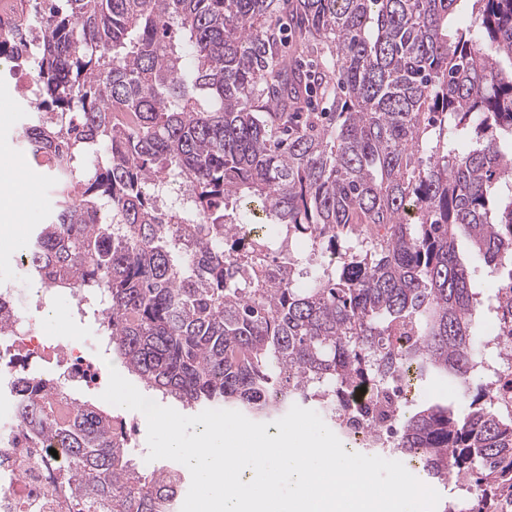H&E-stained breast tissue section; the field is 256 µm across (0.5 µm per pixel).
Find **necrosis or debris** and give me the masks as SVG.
<instances>
[{
  "instance_id": "necrosis-or-debris-1",
  "label": "necrosis or debris",
  "mask_w": 512,
  "mask_h": 512,
  "mask_svg": "<svg viewBox=\"0 0 512 512\" xmlns=\"http://www.w3.org/2000/svg\"><path fill=\"white\" fill-rule=\"evenodd\" d=\"M15 263V276L0 277V318L8 323L7 331L0 334V413L10 416L8 424L0 426V512H65V493L56 481L63 458L53 457L33 442L15 416L22 395L17 372L40 363L62 386L94 391L105 382L100 358L109 353L110 343L97 329L89 336L65 341L41 336L34 315L52 311L59 291L40 288L30 302H23L18 283L32 279L34 273L26 253H18ZM374 392L371 383L361 391H338L328 408L335 414L342 443L389 459L397 454L390 425L371 426L361 419Z\"/></svg>"
}]
</instances>
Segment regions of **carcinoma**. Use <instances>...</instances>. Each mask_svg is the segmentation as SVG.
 Listing matches in <instances>:
<instances>
[{
	"mask_svg": "<svg viewBox=\"0 0 512 512\" xmlns=\"http://www.w3.org/2000/svg\"><path fill=\"white\" fill-rule=\"evenodd\" d=\"M28 2L42 108L23 134L56 197L30 263L105 297L102 333L144 387L266 420L399 370L463 397L488 375L477 317L512 337V287L484 303L471 263L512 267V0H469L465 24L462 0ZM20 385L26 434L68 457L70 512H169L179 468L138 467L81 396ZM495 397L397 421L426 476H472L475 500L442 512L512 500Z\"/></svg>",
	"mask_w": 512,
	"mask_h": 512,
	"instance_id": "cac0c4a2",
	"label": "carcinoma"
}]
</instances>
